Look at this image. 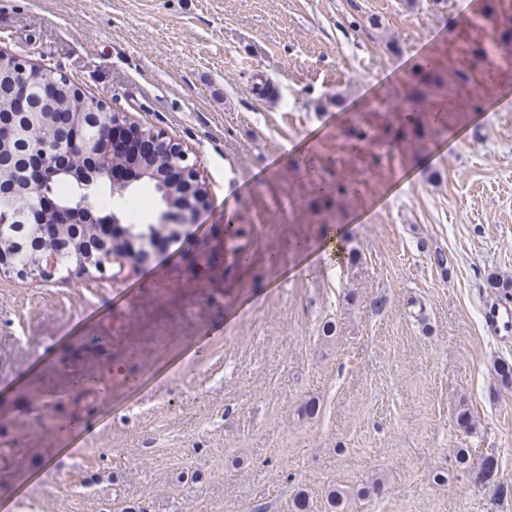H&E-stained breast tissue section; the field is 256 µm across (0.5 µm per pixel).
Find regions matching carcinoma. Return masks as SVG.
Wrapping results in <instances>:
<instances>
[{
	"label": "carcinoma",
	"instance_id": "cac0c4a2",
	"mask_svg": "<svg viewBox=\"0 0 512 512\" xmlns=\"http://www.w3.org/2000/svg\"><path fill=\"white\" fill-rule=\"evenodd\" d=\"M484 17L490 19L499 31L498 43L503 49L512 47V0H486ZM481 51L468 50L450 56L447 50L425 62L416 72V78L400 86L401 98L407 108L397 124L387 125L385 142H401L405 135L422 130L425 137L435 139L448 131V118L472 108L471 98L459 96L439 102V91L453 76L461 85L471 84L479 71L477 62ZM47 78L57 86L56 94L46 99L43 91L32 83L21 80L15 57L0 53V123L17 130V135L0 140V209L9 207L15 214L12 224H0V262L17 268L37 263L44 255L58 257L59 269L67 272L83 257L93 256L96 270L120 268L111 262L113 253L124 250L135 240L138 252L155 253L154 246L164 242H178L172 233H166L159 224H131L128 217L118 214L121 223L112 225V233L104 232L102 225L112 219V212L92 207V217L85 222L74 220L77 190L84 181H102L100 163H91L78 157L74 144L80 141H99L108 113L92 108L84 91L67 75L46 71ZM46 138L53 148L55 159L66 160L64 174L51 181L49 195L60 206L59 210L40 211L38 224L25 223L26 198L22 190L24 174H32L29 159L31 143ZM113 167L143 166L150 177L160 179L169 166V159L160 155H114L109 158ZM349 186L342 180L329 190L318 188L315 199L328 207L336 200V219L343 218L342 200L349 194ZM245 230L241 226L224 235V251H212L213 259L232 255L231 265L247 267L248 249L234 244Z\"/></svg>",
	"mask_w": 512,
	"mask_h": 512
}]
</instances>
